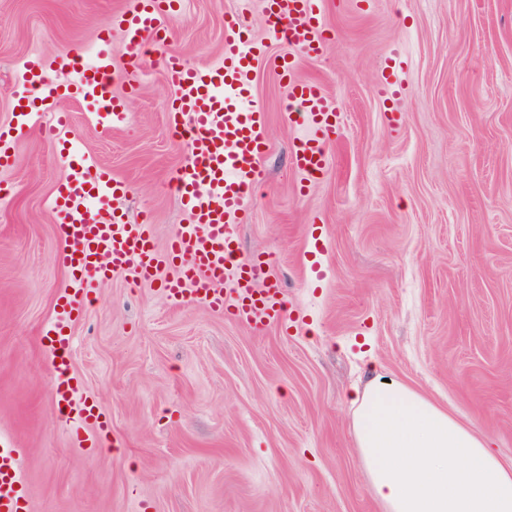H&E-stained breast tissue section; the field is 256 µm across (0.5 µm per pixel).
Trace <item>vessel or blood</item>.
<instances>
[{
    "label": "vessel or blood",
    "instance_id": "obj_1",
    "mask_svg": "<svg viewBox=\"0 0 512 512\" xmlns=\"http://www.w3.org/2000/svg\"><path fill=\"white\" fill-rule=\"evenodd\" d=\"M323 4L324 0H263L276 38L312 58L321 56L324 48ZM174 10L175 0H133L130 8L107 19V26L118 27L124 35L126 74L139 71L149 48L165 43V20ZM265 55L238 13L224 21V56L219 61L194 68L179 57L165 58L172 93L169 125L187 140L190 160L175 183L189 221L177 225L162 253L153 245L150 225L126 223L123 214L112 209V202L127 193V184L75 150L69 137L70 116L59 109L63 101L83 99L94 105L102 127L125 123L124 105L113 93L118 75L111 58L101 50L89 63L83 47L69 48L56 64L71 74V81L51 82L43 58L29 57L17 100L37 97L41 111L50 114L40 130L57 142L67 167L51 199L53 222L64 244L56 261L75 284L74 291L61 298L65 315L86 308L91 286L124 275L135 282L159 281L174 304L206 305L258 333L286 319L283 291L270 278L265 262H243L236 256L237 229L253 201L268 149L265 114L249 100L251 74ZM276 66L288 79L287 110L306 130L293 144L290 163L308 183L327 167L328 146L340 128V106L321 82L296 79L288 57L279 58ZM164 265L174 274L162 280L158 274ZM45 340L59 379L58 414L78 417L99 438H106L110 423L97 405L74 401L70 334L60 324L46 333ZM25 500L15 450L2 445L0 512H23Z\"/></svg>",
    "mask_w": 512,
    "mask_h": 512
}]
</instances>
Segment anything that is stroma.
<instances>
[{
  "label": "stroma",
  "instance_id": "35a3bbf8",
  "mask_svg": "<svg viewBox=\"0 0 512 512\" xmlns=\"http://www.w3.org/2000/svg\"><path fill=\"white\" fill-rule=\"evenodd\" d=\"M129 0H0V129L15 124L25 64L106 45ZM237 0H184L137 89L117 81L123 125L106 131L64 103L80 149L125 181L116 205L164 248L187 215L170 190L189 148L167 121L163 58L224 52ZM327 43L297 74L337 98L342 126L306 193L289 163L303 133L269 58L251 94L266 114L260 192L238 232L242 258L269 259L292 319L264 333L158 284L115 277L82 316L55 261L49 212L66 174L38 128L0 171V439L21 453L27 512H381L350 429L349 394L372 372L419 389L512 462V0H326ZM396 89H389V81ZM65 323L79 399L111 422L78 447L58 416L43 337Z\"/></svg>",
  "mask_w": 512,
  "mask_h": 512
}]
</instances>
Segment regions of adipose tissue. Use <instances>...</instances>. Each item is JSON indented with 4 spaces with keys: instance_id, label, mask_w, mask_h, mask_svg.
<instances>
[{
    "instance_id": "adipose-tissue-1",
    "label": "adipose tissue",
    "mask_w": 512,
    "mask_h": 512,
    "mask_svg": "<svg viewBox=\"0 0 512 512\" xmlns=\"http://www.w3.org/2000/svg\"><path fill=\"white\" fill-rule=\"evenodd\" d=\"M350 400L355 447L383 512H512V463L487 436L382 373Z\"/></svg>"
}]
</instances>
